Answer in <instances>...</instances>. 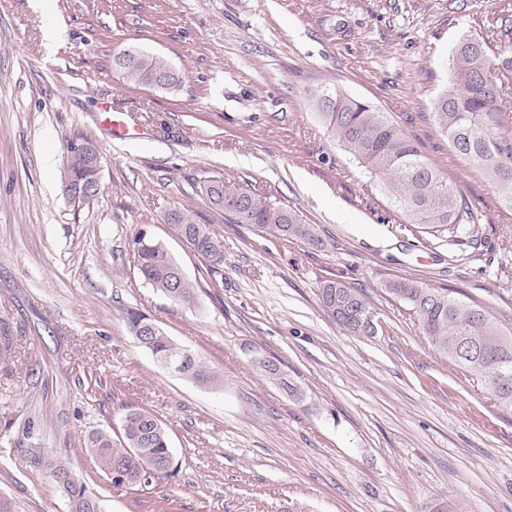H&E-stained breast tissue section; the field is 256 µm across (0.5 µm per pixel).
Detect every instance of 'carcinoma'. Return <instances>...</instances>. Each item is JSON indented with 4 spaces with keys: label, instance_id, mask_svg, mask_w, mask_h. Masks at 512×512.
<instances>
[{
    "label": "carcinoma",
    "instance_id": "carcinoma-1",
    "mask_svg": "<svg viewBox=\"0 0 512 512\" xmlns=\"http://www.w3.org/2000/svg\"><path fill=\"white\" fill-rule=\"evenodd\" d=\"M129 57L123 64L112 59V68L129 84L161 90L179 87V74L161 56L136 46L122 50ZM451 89L434 105V120L448 144L478 167L489 179L499 202L512 209V0H503L491 22L480 35L460 41L448 62ZM329 132L342 149L365 168L376 187L390 202L399 227L419 229L438 239L466 249L484 243L479 211L462 191L439 174L433 163L403 130L371 104L324 91L315 98ZM68 141L65 185L88 183L93 193L77 203L87 204L101 193L82 152ZM200 193L231 224H251L270 229L285 238L322 248L323 240L299 214L266 195L248 192L221 177L200 183ZM176 225L186 230L189 245L209 261L224 259V244L187 212H173ZM133 258L141 279L168 299L189 305L196 297L195 286L186 277H177L180 265L167 247L143 232L133 242ZM385 291L413 312L432 346L459 369L479 374L491 385L499 370L512 371V333L495 324L485 309L467 303L422 282L400 278L384 284ZM322 306L347 331H363L354 311L370 309L358 288L342 281H327L319 289ZM128 332L161 363L184 353L153 320L137 309L125 314ZM252 363L289 396L301 400V388L289 381L280 364L267 358ZM181 375L199 384H211L216 376L200 359L189 363ZM85 452L93 456L98 469L109 475L119 471L145 486L176 474L171 466L169 438L161 421L146 410L128 408L122 420L121 437L103 431L88 434ZM156 464L152 474L147 469ZM52 477L67 495L71 512H100V500L89 486L65 464H50Z\"/></svg>",
    "mask_w": 512,
    "mask_h": 512
}]
</instances>
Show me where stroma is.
I'll list each match as a JSON object with an SVG mask.
<instances>
[{"mask_svg":"<svg viewBox=\"0 0 512 512\" xmlns=\"http://www.w3.org/2000/svg\"><path fill=\"white\" fill-rule=\"evenodd\" d=\"M500 0H0V495L16 512H70L46 462L85 480L102 512H512V409L430 344L386 281L411 278L483 306L512 332V209L433 121L457 42ZM56 25V40L46 36ZM129 45L166 59L176 91L112 68ZM328 90L389 113L442 175L478 198L485 243L390 223L391 208L312 105ZM113 101L144 133L113 140ZM102 157L101 195L67 196L66 145ZM219 176L314 225L326 250L231 224L196 193ZM190 211L224 244L217 271L166 217ZM161 240L194 284L175 303L139 277L133 241ZM361 289L376 331L357 336L321 286ZM148 315L217 375L162 368L129 334ZM277 358L295 400L249 348ZM165 425L175 477L113 487L84 450L127 407Z\"/></svg>","mask_w":512,"mask_h":512,"instance_id":"stroma-1","label":"stroma"}]
</instances>
